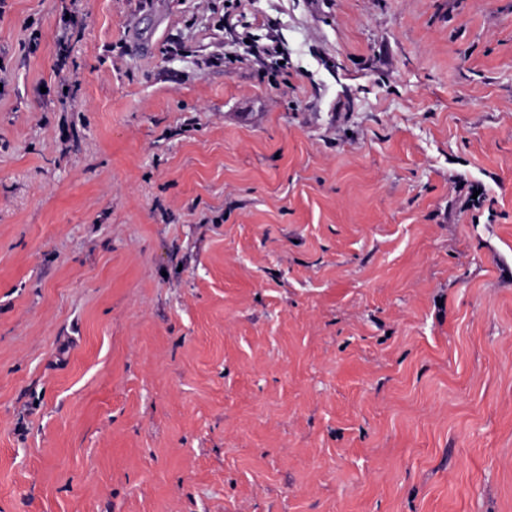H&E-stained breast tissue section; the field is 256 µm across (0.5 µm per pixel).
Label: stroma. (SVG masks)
Segmentation results:
<instances>
[{"instance_id": "stroma-1", "label": "stroma", "mask_w": 512, "mask_h": 512, "mask_svg": "<svg viewBox=\"0 0 512 512\" xmlns=\"http://www.w3.org/2000/svg\"><path fill=\"white\" fill-rule=\"evenodd\" d=\"M224 3L0 6V512H512V0ZM245 39L250 40V44L245 43ZM237 42L242 50V55L250 57L261 62L275 61L276 66H284L285 64H279V61H284L283 49L278 52L281 47L280 42L275 37L268 38L269 43L260 44L254 39L250 33H241L237 37Z\"/></svg>"}]
</instances>
